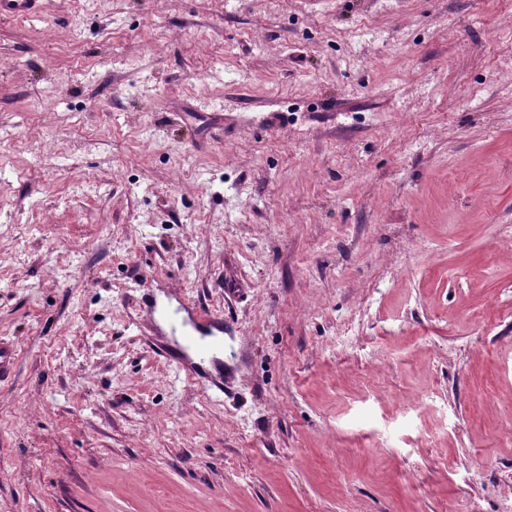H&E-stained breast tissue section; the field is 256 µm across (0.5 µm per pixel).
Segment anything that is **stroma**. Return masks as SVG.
Returning a JSON list of instances; mask_svg holds the SVG:
<instances>
[{
	"label": "stroma",
	"instance_id": "1",
	"mask_svg": "<svg viewBox=\"0 0 512 512\" xmlns=\"http://www.w3.org/2000/svg\"><path fill=\"white\" fill-rule=\"evenodd\" d=\"M0 338V512H512V0L0 19ZM153 351L160 357L172 362L177 371L185 378L202 384L207 390L224 393V359L209 345L199 347L194 358H174L166 345L160 341H151Z\"/></svg>",
	"mask_w": 512,
	"mask_h": 512
}]
</instances>
